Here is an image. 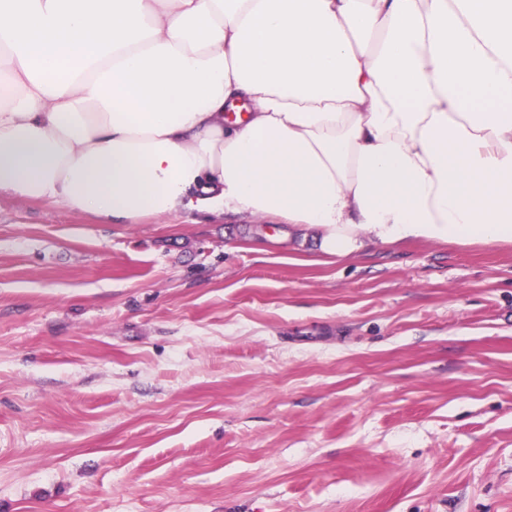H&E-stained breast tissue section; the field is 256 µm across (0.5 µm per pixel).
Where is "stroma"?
I'll return each instance as SVG.
<instances>
[{
    "label": "stroma",
    "mask_w": 512,
    "mask_h": 512,
    "mask_svg": "<svg viewBox=\"0 0 512 512\" xmlns=\"http://www.w3.org/2000/svg\"><path fill=\"white\" fill-rule=\"evenodd\" d=\"M0 512H512V244L1 196Z\"/></svg>",
    "instance_id": "35a3bbf8"
}]
</instances>
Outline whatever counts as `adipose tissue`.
Returning a JSON list of instances; mask_svg holds the SVG:
<instances>
[{"label": "adipose tissue", "instance_id": "ef3b65f1", "mask_svg": "<svg viewBox=\"0 0 512 512\" xmlns=\"http://www.w3.org/2000/svg\"><path fill=\"white\" fill-rule=\"evenodd\" d=\"M1 195L512 243V0H0Z\"/></svg>", "mask_w": 512, "mask_h": 512}]
</instances>
